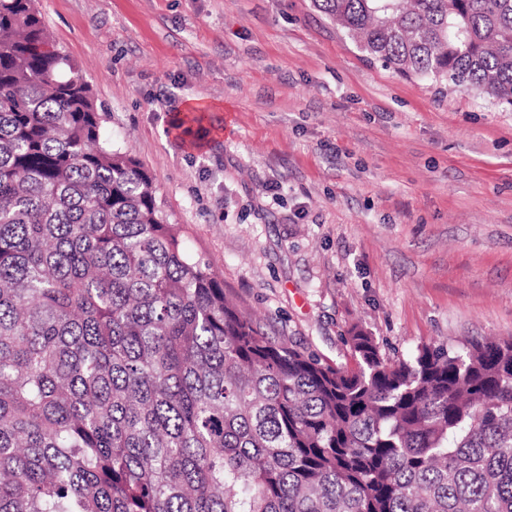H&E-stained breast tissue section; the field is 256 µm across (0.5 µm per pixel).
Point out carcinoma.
<instances>
[{
  "label": "carcinoma",
  "mask_w": 512,
  "mask_h": 512,
  "mask_svg": "<svg viewBox=\"0 0 512 512\" xmlns=\"http://www.w3.org/2000/svg\"><path fill=\"white\" fill-rule=\"evenodd\" d=\"M370 60L512 107V0H314ZM271 339L0 0V512H512V339Z\"/></svg>",
  "instance_id": "obj_1"
}]
</instances>
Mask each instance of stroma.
<instances>
[{
  "instance_id": "1",
  "label": "stroma",
  "mask_w": 512,
  "mask_h": 512,
  "mask_svg": "<svg viewBox=\"0 0 512 512\" xmlns=\"http://www.w3.org/2000/svg\"><path fill=\"white\" fill-rule=\"evenodd\" d=\"M102 134L269 336H512V108L367 61L312 0H36Z\"/></svg>"
}]
</instances>
